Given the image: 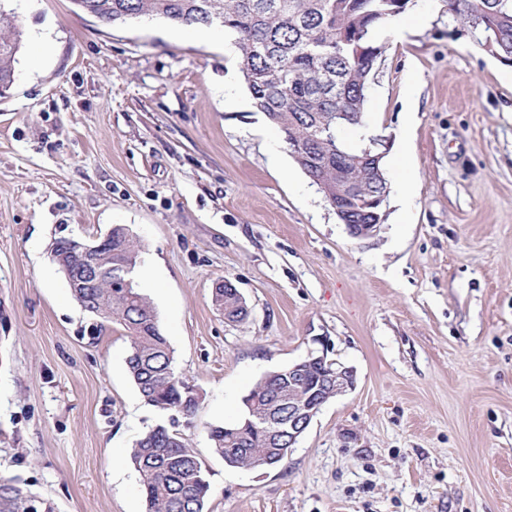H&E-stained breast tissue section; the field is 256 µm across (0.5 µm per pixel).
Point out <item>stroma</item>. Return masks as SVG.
Masks as SVG:
<instances>
[{
  "mask_svg": "<svg viewBox=\"0 0 512 512\" xmlns=\"http://www.w3.org/2000/svg\"><path fill=\"white\" fill-rule=\"evenodd\" d=\"M22 33L0 97V475L54 512H146L127 456L160 421L130 341L72 300L61 236L131 229L180 375L206 512H512V65L409 0L383 28L364 120L388 144L376 235L351 238L253 105L211 29L106 25L71 0H6ZM411 191L412 204L400 198ZM249 309L230 323L212 288ZM328 346L356 372L272 469L228 466L268 372ZM218 288H213V304L217 311L224 315L227 322H241L247 317L244 315L240 297L237 288L230 280L219 282ZM226 318V319H225Z\"/></svg>",
  "mask_w": 512,
  "mask_h": 512,
  "instance_id": "35a3bbf8",
  "label": "stroma"
}]
</instances>
